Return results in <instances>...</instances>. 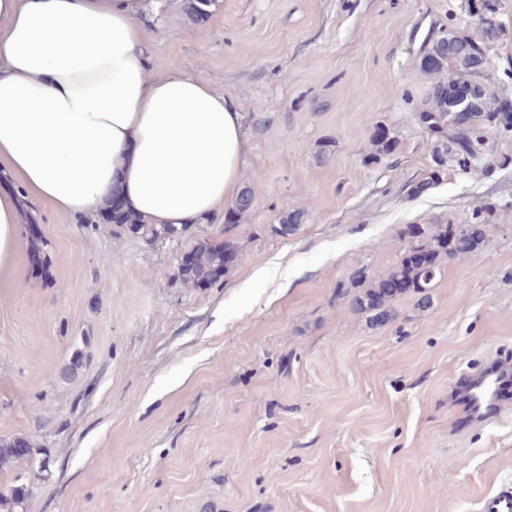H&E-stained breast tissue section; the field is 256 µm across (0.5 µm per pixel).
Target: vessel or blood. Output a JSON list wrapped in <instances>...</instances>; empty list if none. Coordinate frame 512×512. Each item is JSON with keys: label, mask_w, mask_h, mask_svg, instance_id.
Returning a JSON list of instances; mask_svg holds the SVG:
<instances>
[{"label": "vessel or blood", "mask_w": 512, "mask_h": 512, "mask_svg": "<svg viewBox=\"0 0 512 512\" xmlns=\"http://www.w3.org/2000/svg\"><path fill=\"white\" fill-rule=\"evenodd\" d=\"M465 417L496 423L512 410V363L497 359L470 369L451 388ZM480 512H512V485L503 484L480 502Z\"/></svg>", "instance_id": "1"}]
</instances>
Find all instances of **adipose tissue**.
<instances>
[{
    "label": "adipose tissue",
    "mask_w": 512,
    "mask_h": 512,
    "mask_svg": "<svg viewBox=\"0 0 512 512\" xmlns=\"http://www.w3.org/2000/svg\"><path fill=\"white\" fill-rule=\"evenodd\" d=\"M143 0H0V271L23 197L180 227L240 195L243 114L204 77L150 66Z\"/></svg>",
    "instance_id": "adipose-tissue-1"
}]
</instances>
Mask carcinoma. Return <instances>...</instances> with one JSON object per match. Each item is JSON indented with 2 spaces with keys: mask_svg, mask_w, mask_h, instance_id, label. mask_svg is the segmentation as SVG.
<instances>
[{
  "mask_svg": "<svg viewBox=\"0 0 512 512\" xmlns=\"http://www.w3.org/2000/svg\"><path fill=\"white\" fill-rule=\"evenodd\" d=\"M486 0H467L468 21L465 28L450 27L432 41L421 62L422 70L438 77L430 100L413 113V119L424 130L432 144L433 166L427 175L414 185L413 193L421 186L437 185L448 166L466 172L483 158L482 148L487 134L495 129L504 134L512 132V108L506 102H497L492 109L484 106L489 85L494 78L490 70V53L494 47L509 38L506 25L485 26L480 13ZM461 71L467 82L473 85V98L467 106L468 121L464 125L450 118L449 102L452 95L448 72ZM374 153L366 161L374 162L381 156H390L398 148V141L386 129L373 138ZM121 223L145 236L156 234V226L144 223L135 215H125ZM407 254L384 278L373 282L362 295L353 299L351 307L356 311L379 310L392 316L391 302L402 292L412 289L421 292L440 273L444 260L457 256H473L478 253L486 238V224H471L466 228L442 224L431 235L417 226L411 235ZM233 253L223 247L198 245L193 249V266L185 278L195 286L204 280L214 282L213 274L224 270ZM35 449L25 439H16L0 445V470L16 462L33 463ZM28 489L17 485L7 493H0V512H22Z\"/></svg>",
  "mask_w": 512,
  "mask_h": 512,
  "instance_id": "cac0c4a2",
  "label": "carcinoma"
}]
</instances>
